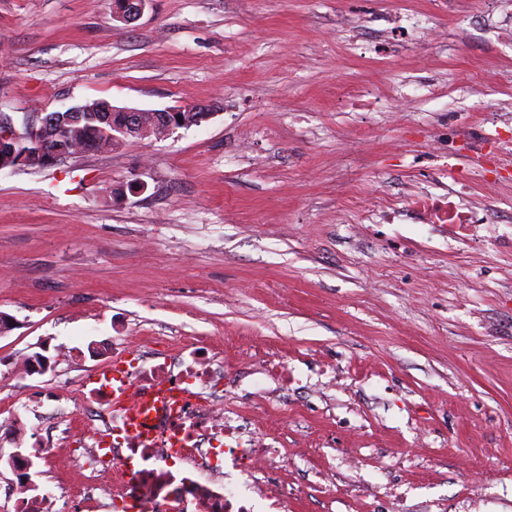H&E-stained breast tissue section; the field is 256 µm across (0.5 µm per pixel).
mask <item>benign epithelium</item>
I'll use <instances>...</instances> for the list:
<instances>
[{
	"label": "benign epithelium",
	"instance_id": "obj_1",
	"mask_svg": "<svg viewBox=\"0 0 512 512\" xmlns=\"http://www.w3.org/2000/svg\"><path fill=\"white\" fill-rule=\"evenodd\" d=\"M146 0H122L115 8L113 18L131 23L142 13ZM217 111L214 105H194L191 107L139 109L116 107L107 100H97L93 104H80L42 115L36 114L24 127L18 130L11 117L0 114V170L3 168L30 167L40 165L48 167L81 153V142L70 144V151L58 148V134L67 129L77 130L85 116L103 125L112 126V140L101 144V149L111 148L112 141L130 143L155 137L162 139L178 128L198 126L208 120ZM26 137L37 146L31 154L21 156L13 152L12 144Z\"/></svg>",
	"mask_w": 512,
	"mask_h": 512
}]
</instances>
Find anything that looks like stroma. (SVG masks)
<instances>
[{"mask_svg": "<svg viewBox=\"0 0 512 512\" xmlns=\"http://www.w3.org/2000/svg\"><path fill=\"white\" fill-rule=\"evenodd\" d=\"M437 25L430 44L418 31ZM484 0H0V112L93 99L216 105L201 125L44 168L0 170V413L92 377L113 347L225 364L233 425L288 459L279 512H512V179H477L460 125L512 130V41ZM385 100L361 130L345 90ZM447 171L483 222L367 219ZM143 180L144 192L128 189ZM67 347L20 385L18 355ZM0 430V512H13ZM60 449L39 493L70 495Z\"/></svg>", "mask_w": 512, "mask_h": 512, "instance_id": "stroma-1", "label": "stroma"}]
</instances>
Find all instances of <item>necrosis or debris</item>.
<instances>
[{
    "label": "necrosis or debris",
    "mask_w": 512,
    "mask_h": 512,
    "mask_svg": "<svg viewBox=\"0 0 512 512\" xmlns=\"http://www.w3.org/2000/svg\"><path fill=\"white\" fill-rule=\"evenodd\" d=\"M372 210L393 217L400 209L417 210L425 224H476L479 216L452 199L451 192L423 191L408 198L376 197ZM123 368L128 401L165 385L188 398L172 409L152 411L149 436L131 433L121 411L99 386L74 389L63 385L48 395L64 404L92 435L85 454L73 464L83 475L76 494L62 505L22 495L14 512H95L100 495L112 498V512H251L248 503L225 485V463L252 476L267 467L274 453L264 443L238 436L224 419V392L219 383L224 364L208 349L184 344L178 363L112 352Z\"/></svg>",
    "instance_id": "4bbe7bcc"
}]
</instances>
